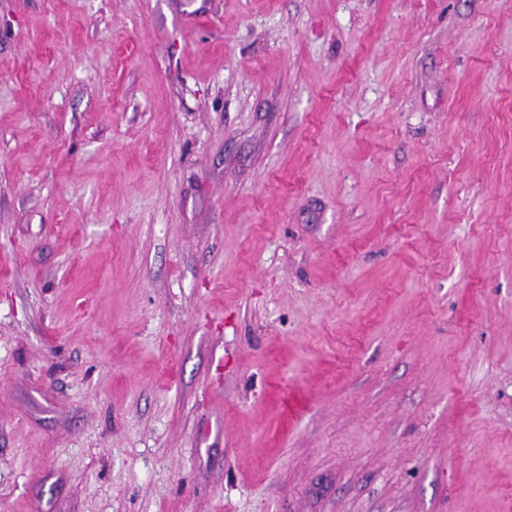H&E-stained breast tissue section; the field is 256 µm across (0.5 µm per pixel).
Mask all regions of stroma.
Returning a JSON list of instances; mask_svg holds the SVG:
<instances>
[{"label": "stroma", "mask_w": 512, "mask_h": 512, "mask_svg": "<svg viewBox=\"0 0 512 512\" xmlns=\"http://www.w3.org/2000/svg\"><path fill=\"white\" fill-rule=\"evenodd\" d=\"M0 0V512H512V0Z\"/></svg>", "instance_id": "1"}]
</instances>
